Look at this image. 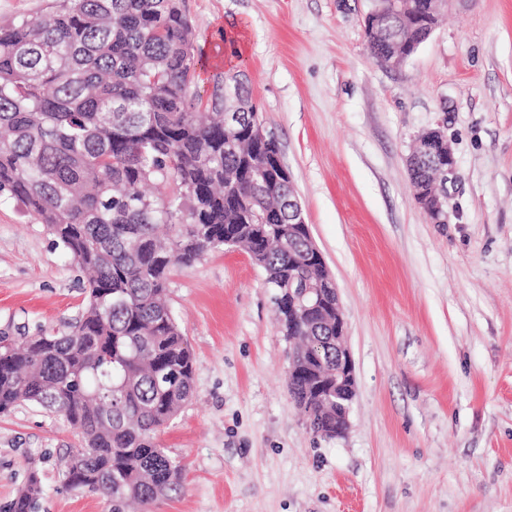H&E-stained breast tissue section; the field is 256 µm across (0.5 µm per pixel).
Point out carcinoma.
<instances>
[{"label": "carcinoma", "instance_id": "cac0c4a2", "mask_svg": "<svg viewBox=\"0 0 512 512\" xmlns=\"http://www.w3.org/2000/svg\"><path fill=\"white\" fill-rule=\"evenodd\" d=\"M439 12L427 0L371 10L364 28L379 63L398 65L429 36ZM207 69L183 0H57L48 14L0 26V194L46 226L87 276L86 306L68 333L43 330L0 343V414L28 401L63 414L80 447L64 458L67 482L145 512L178 483L181 468L157 436L194 393V355L166 300L175 267L224 247L244 249L278 294L298 279L320 289L324 312L281 332L319 337L336 367L335 287L309 262L296 234L292 180L258 167L281 156L251 133L257 108L244 72ZM240 121L224 126V113ZM422 203L434 172L409 170ZM288 390L309 429L332 438L336 404L309 398L307 379ZM41 479L5 512H36Z\"/></svg>", "mask_w": 512, "mask_h": 512}]
</instances>
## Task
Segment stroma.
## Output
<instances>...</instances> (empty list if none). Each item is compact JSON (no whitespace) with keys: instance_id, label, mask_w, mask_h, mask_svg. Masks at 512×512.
Masks as SVG:
<instances>
[{"instance_id":"obj_1","label":"stroma","mask_w":512,"mask_h":512,"mask_svg":"<svg viewBox=\"0 0 512 512\" xmlns=\"http://www.w3.org/2000/svg\"><path fill=\"white\" fill-rule=\"evenodd\" d=\"M211 64L244 69L331 271L355 366L349 429L315 436L288 394L275 292L244 251L169 282L195 355L194 396L161 433L182 479L151 512H512V0H446L399 67L370 54L371 0H185ZM441 128L457 177L446 221L414 199L407 159ZM83 273L0 196V336L68 330ZM62 415L0 416V507L111 512L68 487ZM41 493V479L33 472L29 476L25 489L8 504L5 512H36Z\"/></svg>"}]
</instances>
